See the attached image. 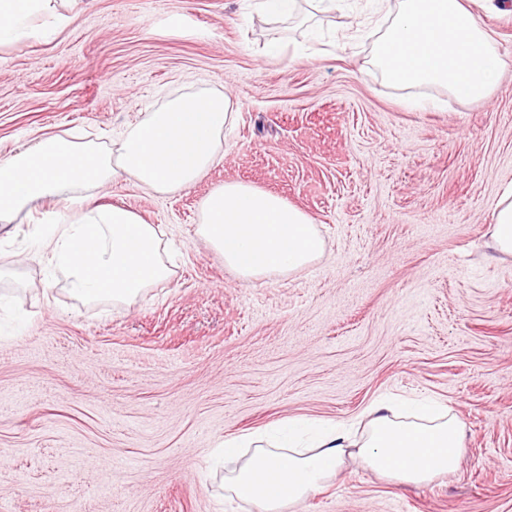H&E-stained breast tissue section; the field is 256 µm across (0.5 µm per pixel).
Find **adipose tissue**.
<instances>
[{"instance_id":"obj_1","label":"adipose tissue","mask_w":512,"mask_h":512,"mask_svg":"<svg viewBox=\"0 0 512 512\" xmlns=\"http://www.w3.org/2000/svg\"><path fill=\"white\" fill-rule=\"evenodd\" d=\"M39 18L57 27L67 21L53 0H0V42L22 43ZM378 59L395 83L438 84L466 99L484 96L500 66L488 34L460 0H404ZM233 118L226 96L202 94L168 102L108 148L67 133L45 135L0 157V223L23 211L42 212L52 230L41 245L62 269L69 294L85 304L132 302L170 277L168 244L132 211L92 205L88 189L129 178L155 193L179 191L219 159ZM56 198L66 204V219L43 208ZM196 233L247 282L300 272L325 247L305 212L242 182L225 183L202 200ZM386 409L383 403L367 408L368 430L356 444L347 431L332 428L310 449H257L225 476V488L262 512H280L322 488L348 456L411 484L459 469L463 425L455 414L435 404L406 418Z\"/></svg>"}]
</instances>
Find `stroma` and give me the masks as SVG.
<instances>
[{
	"label": "stroma",
	"instance_id": "35a3bbf8",
	"mask_svg": "<svg viewBox=\"0 0 512 512\" xmlns=\"http://www.w3.org/2000/svg\"><path fill=\"white\" fill-rule=\"evenodd\" d=\"M256 2L68 0L63 29L0 45V156L47 133L107 143L196 93L235 114L192 186L92 190L177 244L134 302L73 299L36 216L0 229V512H257L211 466L225 439L398 398L460 417L455 474L416 485L349 459L283 512H512V256L489 246L512 185V12L469 0L504 62L469 100L387 77L371 0L285 23ZM227 182L304 211L322 258L242 282L195 232Z\"/></svg>",
	"mask_w": 512,
	"mask_h": 512
}]
</instances>
